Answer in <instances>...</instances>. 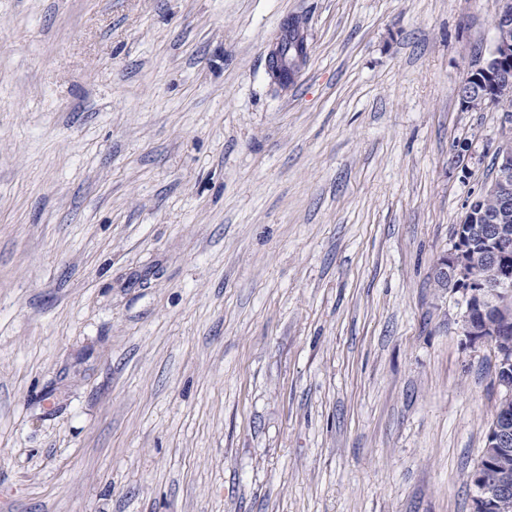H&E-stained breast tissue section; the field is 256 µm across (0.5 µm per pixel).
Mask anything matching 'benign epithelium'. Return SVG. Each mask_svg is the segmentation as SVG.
Instances as JSON below:
<instances>
[{
	"mask_svg": "<svg viewBox=\"0 0 512 512\" xmlns=\"http://www.w3.org/2000/svg\"><path fill=\"white\" fill-rule=\"evenodd\" d=\"M496 39L483 66L469 74L460 84L461 106L468 108L478 95L493 103L512 100V5L504 3L496 23ZM497 174L482 187L467 205L469 227L459 226L453 234L451 249L435 266L434 274L450 280L467 301L461 329L472 342L488 343L493 348L495 381L498 388L497 413L501 419L491 429L479 464L471 476L474 512H498L497 507L512 499V479L503 476L493 485L484 482L481 473L485 465L497 460L512 447V429L508 427V411L512 409V350L502 346V337L480 321V316L498 306L500 298L512 294V274L500 271L493 281H480L467 276L470 257L481 255L488 264L497 267L512 254V231L506 224L485 223L484 207L477 202L495 200L503 209L512 203V133L496 146Z\"/></svg>",
	"mask_w": 512,
	"mask_h": 512,
	"instance_id": "1",
	"label": "benign epithelium"
}]
</instances>
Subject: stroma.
<instances>
[{
	"label": "stroma",
	"instance_id": "stroma-1",
	"mask_svg": "<svg viewBox=\"0 0 512 512\" xmlns=\"http://www.w3.org/2000/svg\"><path fill=\"white\" fill-rule=\"evenodd\" d=\"M500 8L0 0V512H472L494 356L434 265Z\"/></svg>",
	"mask_w": 512,
	"mask_h": 512
}]
</instances>
